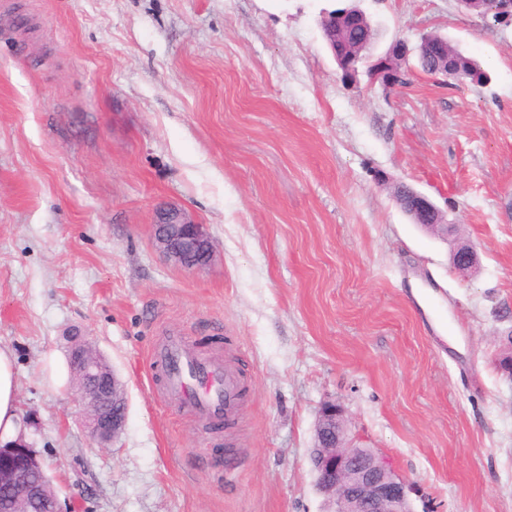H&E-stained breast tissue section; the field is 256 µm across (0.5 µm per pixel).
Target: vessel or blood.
<instances>
[{
  "label": "vessel or blood",
  "instance_id": "obj_1",
  "mask_svg": "<svg viewBox=\"0 0 512 512\" xmlns=\"http://www.w3.org/2000/svg\"><path fill=\"white\" fill-rule=\"evenodd\" d=\"M164 371V390L198 419L232 422L239 411L243 383L236 369L218 360L200 359L181 338H168L150 355Z\"/></svg>",
  "mask_w": 512,
  "mask_h": 512
}]
</instances>
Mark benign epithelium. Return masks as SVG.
I'll list each match as a JSON object with an SVG mask.
<instances>
[{"label":"benign epithelium","instance_id":"benign-epithelium-1","mask_svg":"<svg viewBox=\"0 0 512 512\" xmlns=\"http://www.w3.org/2000/svg\"><path fill=\"white\" fill-rule=\"evenodd\" d=\"M366 21L357 8L334 10L321 20L323 34L346 81L356 76L361 49L348 46L345 34ZM418 50L435 59V75L446 78L459 73V66L448 56L447 39L425 34ZM408 53L406 42L395 41L374 63L371 79L385 86L396 85ZM397 203L412 223L431 232L448 229V221L426 195L404 186ZM153 235L163 255L184 269L201 268L213 258L214 247L203 225L177 207H164L158 212ZM452 263L462 273L476 266L474 247L458 244L452 251ZM69 359L78 379V399L86 411L87 427L99 446L105 448L125 427L122 385L112 370L102 369L103 356L88 336L80 335L70 345ZM310 462L317 490L328 502V512H409L408 486L374 450L354 445L346 411L334 401L320 408ZM46 479L44 461L23 438L0 448V490L6 493L7 512H63L57 496L44 495Z\"/></svg>","mask_w":512,"mask_h":512}]
</instances>
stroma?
Wrapping results in <instances>:
<instances>
[{
  "instance_id": "stroma-1",
  "label": "stroma",
  "mask_w": 512,
  "mask_h": 512,
  "mask_svg": "<svg viewBox=\"0 0 512 512\" xmlns=\"http://www.w3.org/2000/svg\"><path fill=\"white\" fill-rule=\"evenodd\" d=\"M356 3L369 57L433 32L489 83L412 59L405 84L346 86L320 25L340 0H0V347L66 512H325L309 453L329 400L413 512H512V19ZM402 183L474 272L400 210ZM165 206L203 224L210 265L162 257ZM75 330L124 386L106 448ZM173 332L238 366L231 430L161 390L148 356Z\"/></svg>"
}]
</instances>
